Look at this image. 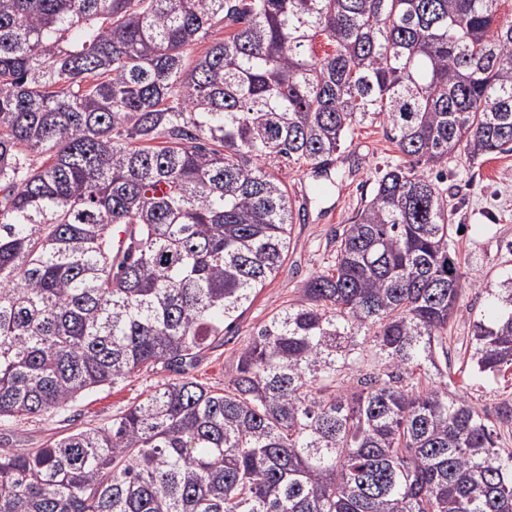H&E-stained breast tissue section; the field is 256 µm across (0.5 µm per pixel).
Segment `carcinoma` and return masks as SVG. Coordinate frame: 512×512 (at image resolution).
I'll list each match as a JSON object with an SVG mask.
<instances>
[{
    "instance_id": "1",
    "label": "carcinoma",
    "mask_w": 512,
    "mask_h": 512,
    "mask_svg": "<svg viewBox=\"0 0 512 512\" xmlns=\"http://www.w3.org/2000/svg\"><path fill=\"white\" fill-rule=\"evenodd\" d=\"M499 2L0 0V427L224 340L288 255L266 161L322 168L374 123L408 159L227 390L183 375L42 448L0 446V512H512V450L440 379L465 272L416 169L512 151ZM486 292L471 370L498 377L512 277Z\"/></svg>"
}]
</instances>
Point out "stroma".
<instances>
[{
  "label": "stroma",
  "mask_w": 512,
  "mask_h": 512,
  "mask_svg": "<svg viewBox=\"0 0 512 512\" xmlns=\"http://www.w3.org/2000/svg\"><path fill=\"white\" fill-rule=\"evenodd\" d=\"M382 126L356 128L342 152L333 156L328 172L307 164H276L297 213L288 257L276 278L246 305L237 326L223 341L202 351L188 373L203 384L222 390L230 379L238 353L249 343L252 330L274 311L302 295L315 274L332 265L336 239L355 216L362 200L370 198L377 168L399 162ZM439 186L454 211L452 240L466 283L448 324L446 380L452 391L480 411L512 406V374L492 378L466 369L473 324L492 316L486 287H498L512 276V152L481 159L448 161ZM165 365L139 372L117 388H103L78 400L67 410L48 413L10 427L0 439L16 448H39L77 426L92 427L121 414L156 386L174 379Z\"/></svg>",
  "instance_id": "obj_1"
}]
</instances>
